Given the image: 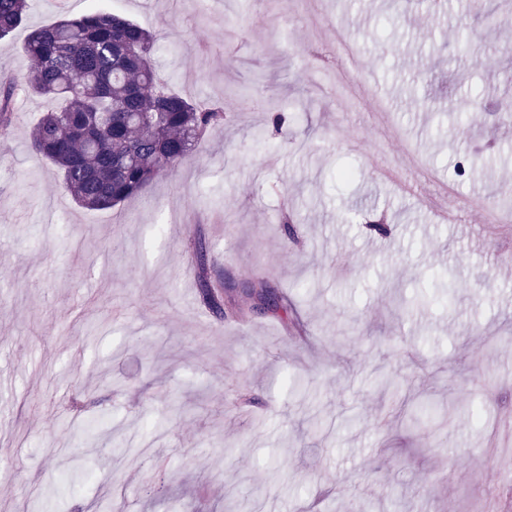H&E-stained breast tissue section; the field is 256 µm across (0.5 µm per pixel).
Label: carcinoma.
Returning a JSON list of instances; mask_svg holds the SVG:
<instances>
[{
	"mask_svg": "<svg viewBox=\"0 0 512 512\" xmlns=\"http://www.w3.org/2000/svg\"><path fill=\"white\" fill-rule=\"evenodd\" d=\"M29 0H0V39L26 19ZM157 33L110 12L62 14L32 29L22 79L0 73V136L11 134L14 105L44 96L58 107L41 114L30 148L60 174L61 188L84 208L109 210L175 171L205 135L224 124L220 104L176 93L153 63ZM483 50L512 57L493 35ZM207 306L224 313L223 285L200 281Z\"/></svg>",
	"mask_w": 512,
	"mask_h": 512,
	"instance_id": "1",
	"label": "carcinoma"
}]
</instances>
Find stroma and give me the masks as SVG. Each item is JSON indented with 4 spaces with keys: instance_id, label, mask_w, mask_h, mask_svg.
Wrapping results in <instances>:
<instances>
[{
    "instance_id": "obj_1",
    "label": "stroma",
    "mask_w": 512,
    "mask_h": 512,
    "mask_svg": "<svg viewBox=\"0 0 512 512\" xmlns=\"http://www.w3.org/2000/svg\"><path fill=\"white\" fill-rule=\"evenodd\" d=\"M64 10L158 32L172 88L227 119L97 211L28 146L52 101H18L0 512H473L480 489L512 512V220L486 213L512 200V60L478 48L512 42V0H31L0 71ZM205 273L284 308L219 317Z\"/></svg>"
}]
</instances>
